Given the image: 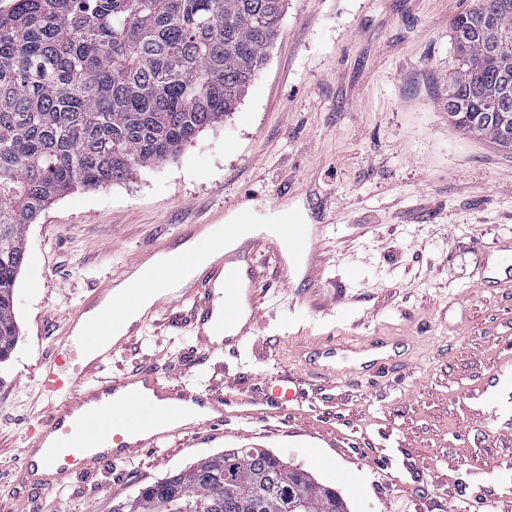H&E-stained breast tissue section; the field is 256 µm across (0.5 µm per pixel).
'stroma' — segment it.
<instances>
[{"label":"stroma","instance_id":"1","mask_svg":"<svg viewBox=\"0 0 512 512\" xmlns=\"http://www.w3.org/2000/svg\"><path fill=\"white\" fill-rule=\"evenodd\" d=\"M474 0H288L235 112L179 155L75 189L26 232L19 338L0 365V512H50L20 479L42 406L34 367L81 298L209 213L317 231L311 281L268 270L261 323L223 373L187 323L158 317L112 362L230 396L205 425L63 488L112 512L198 460L261 448L335 487L349 512H512V150L454 127L449 32ZM304 396L265 406L268 382Z\"/></svg>","mask_w":512,"mask_h":512}]
</instances>
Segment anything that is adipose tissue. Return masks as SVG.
<instances>
[{
  "instance_id": "obj_1",
  "label": "adipose tissue",
  "mask_w": 512,
  "mask_h": 512,
  "mask_svg": "<svg viewBox=\"0 0 512 512\" xmlns=\"http://www.w3.org/2000/svg\"><path fill=\"white\" fill-rule=\"evenodd\" d=\"M253 228L247 224L237 227L233 237H225L223 229L211 230L209 236L200 237L180 247L182 260L179 264H171L169 260L158 259L139 268L126 280L118 284L115 295L124 299L118 316L101 318V311H109L111 301H104L101 311L92 312L80 331L83 335L96 337L98 343H105L125 334L129 325L135 321L154 301L159 290L187 286L207 262L215 257L216 248L224 251L236 250L242 241L252 236Z\"/></svg>"
}]
</instances>
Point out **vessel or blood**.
<instances>
[{
    "instance_id": "obj_1",
    "label": "vessel or blood",
    "mask_w": 512,
    "mask_h": 512,
    "mask_svg": "<svg viewBox=\"0 0 512 512\" xmlns=\"http://www.w3.org/2000/svg\"><path fill=\"white\" fill-rule=\"evenodd\" d=\"M288 234L293 241L289 251L283 250L280 239L265 238L248 242L242 264L217 257L199 272L194 288L159 294L126 334L99 349L94 337L79 335L77 327L116 285L115 278L101 280L68 316L62 339L39 366L37 380L44 408L24 440L23 481L38 491L61 488L96 467L126 462L139 449L156 448L203 424L223 422V395L189 381L168 383L148 365L115 376L110 372L112 360L158 314L186 305L191 308L190 324L202 349L237 352L260 318L262 288L256 254L295 267L302 264L313 240L302 224L289 225ZM158 401L195 405L200 413L194 423L185 426L130 436V403L145 411Z\"/></svg>"
}]
</instances>
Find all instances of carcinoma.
Masks as SVG:
<instances>
[{
  "instance_id": "cac0c4a2",
  "label": "carcinoma",
  "mask_w": 512,
  "mask_h": 512,
  "mask_svg": "<svg viewBox=\"0 0 512 512\" xmlns=\"http://www.w3.org/2000/svg\"><path fill=\"white\" fill-rule=\"evenodd\" d=\"M0 11V363L19 326L25 233L70 191L177 156L234 112L288 0H12ZM448 117L508 147L512 0L455 17ZM113 512H348L332 487L259 448L202 459Z\"/></svg>"
}]
</instances>
